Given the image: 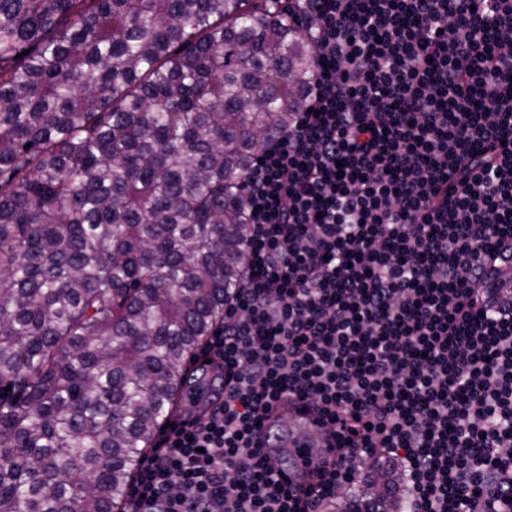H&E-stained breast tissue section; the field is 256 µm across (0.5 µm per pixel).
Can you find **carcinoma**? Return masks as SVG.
<instances>
[{"label":"carcinoma","instance_id":"carcinoma-1","mask_svg":"<svg viewBox=\"0 0 512 512\" xmlns=\"http://www.w3.org/2000/svg\"><path fill=\"white\" fill-rule=\"evenodd\" d=\"M315 65L280 0H0V512H125ZM377 472L334 512H404Z\"/></svg>","mask_w":512,"mask_h":512}]
</instances>
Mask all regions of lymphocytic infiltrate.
<instances>
[{
  "mask_svg": "<svg viewBox=\"0 0 512 512\" xmlns=\"http://www.w3.org/2000/svg\"><path fill=\"white\" fill-rule=\"evenodd\" d=\"M302 112L242 183L246 265L196 357L205 417L166 427L126 512H326L373 462L410 512H512V0H291ZM334 439L284 483L263 423Z\"/></svg>",
  "mask_w": 512,
  "mask_h": 512,
  "instance_id": "lymphocytic-infiltrate-1",
  "label": "lymphocytic infiltrate"
}]
</instances>
